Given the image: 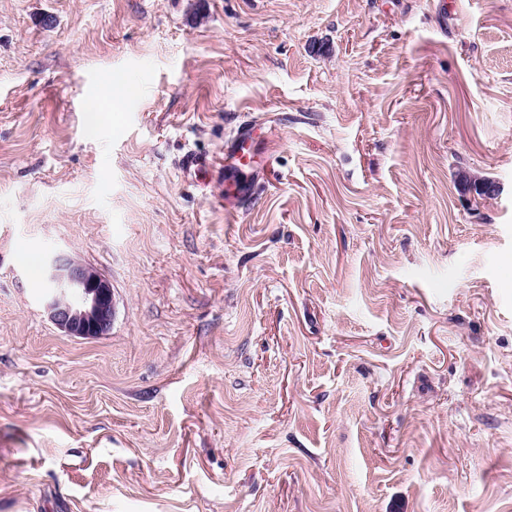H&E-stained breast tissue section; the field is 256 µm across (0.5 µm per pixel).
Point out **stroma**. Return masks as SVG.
Listing matches in <instances>:
<instances>
[{"label": "stroma", "instance_id": "1", "mask_svg": "<svg viewBox=\"0 0 512 512\" xmlns=\"http://www.w3.org/2000/svg\"><path fill=\"white\" fill-rule=\"evenodd\" d=\"M0 512H512V0H0ZM124 95L121 93L111 95L108 106H103L97 101L91 104L92 120L96 126L112 127V112H118ZM253 131L249 127L241 129L235 139L231 142V149L227 151L224 157V164L221 166L225 171H229L231 167L245 164L251 154L253 146ZM43 278L42 303L60 330L83 339L107 334L115 313L114 296L97 270L64 252H52L44 259Z\"/></svg>", "mask_w": 512, "mask_h": 512}]
</instances>
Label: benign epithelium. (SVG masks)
<instances>
[{
  "instance_id": "7a95c632",
  "label": "benign epithelium",
  "mask_w": 512,
  "mask_h": 512,
  "mask_svg": "<svg viewBox=\"0 0 512 512\" xmlns=\"http://www.w3.org/2000/svg\"><path fill=\"white\" fill-rule=\"evenodd\" d=\"M43 278L42 303L60 330L83 339L107 334L115 313L114 296L97 270L64 252H52L44 259Z\"/></svg>"
}]
</instances>
